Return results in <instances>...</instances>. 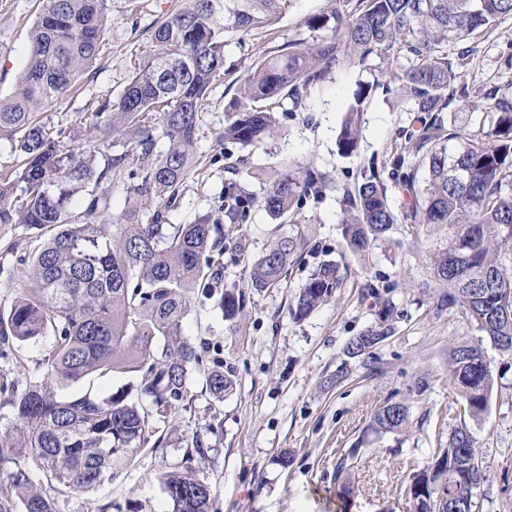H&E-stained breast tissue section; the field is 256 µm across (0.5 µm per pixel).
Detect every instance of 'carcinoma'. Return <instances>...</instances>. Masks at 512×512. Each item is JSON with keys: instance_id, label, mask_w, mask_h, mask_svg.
<instances>
[{"instance_id": "1", "label": "carcinoma", "mask_w": 512, "mask_h": 512, "mask_svg": "<svg viewBox=\"0 0 512 512\" xmlns=\"http://www.w3.org/2000/svg\"><path fill=\"white\" fill-rule=\"evenodd\" d=\"M107 0H39L30 31L31 50L12 95L0 98V139L18 153L0 171V229L24 224L51 231L31 254L24 288L0 315V407L8 406L13 427L0 431V512H58L57 498L36 485L89 491L113 480L149 449L180 446V462L155 473L171 512H217V492L199 477L208 446L203 434L170 438L157 421L177 413L188 397V380L203 372L216 398L235 389L233 371L209 349L182 334L193 298L200 294L236 325L246 292L221 288L224 234L208 215L169 224L161 206L174 205L194 170L199 114L212 83L228 75L238 85L224 123V139L256 147L277 129L274 108L304 95L334 72L379 60L386 82L361 85L353 94L337 135L341 154L358 147L373 89L384 86L413 101L416 151L427 170L415 189L403 175L410 202L406 219L439 233L431 250L424 288H440L437 306L457 307L502 354L512 356V101L486 97L494 114L490 129L469 132L447 119L450 104L469 105L461 84L465 57L448 58V45L463 41L512 15V0H334L330 12L309 21L328 35L312 42L291 40L244 67L238 76L224 69L228 37L266 28L277 21L284 0H186L157 22L150 40L157 50L135 63L115 101L104 100L91 116L92 140L74 148L64 129L42 122L39 113L76 87L93 66L106 26ZM405 58L410 66L400 64ZM167 149H158L160 140ZM122 180L127 208L123 222L108 224L112 187ZM342 193L346 248L363 257L388 239L398 217L387 189L374 172L341 186L313 170L298 177L286 165L266 190L261 207L275 220L299 210L307 198ZM85 194L82 207L76 197ZM256 200L231 182L224 189V218L246 220ZM305 230L278 237L259 255L245 258L249 285L266 292L281 288L289 267L310 246ZM340 265L322 262L300 288L292 308L301 321L342 288ZM380 321L352 338L345 352L362 358L392 332L396 304L382 300ZM53 331L54 342L39 363L38 381L18 391L28 374L13 343L36 342ZM450 376L458 385L460 424L431 462L412 474L406 488L412 512H448V497L473 499L489 481L467 420L489 405L494 375L480 345L461 340L449 354ZM110 373L129 377L128 387L103 396L92 391L60 396L65 381ZM409 407L387 403L372 417L377 433L406 425ZM347 458L336 468L339 498L352 486Z\"/></svg>"}]
</instances>
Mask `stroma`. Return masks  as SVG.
Wrapping results in <instances>:
<instances>
[{
	"label": "stroma",
	"instance_id": "1",
	"mask_svg": "<svg viewBox=\"0 0 512 512\" xmlns=\"http://www.w3.org/2000/svg\"><path fill=\"white\" fill-rule=\"evenodd\" d=\"M184 3L110 0L98 58L76 93L42 112L43 122L66 129L72 146H80L101 96L118 98L134 63L152 50L148 27ZM331 7L330 0H286L272 27L230 37L227 64L242 66L262 49L312 39L307 20ZM38 11V0H0V97L14 91L26 65ZM448 54L466 58L464 83L472 103L471 110L462 111L467 128L489 129L493 116L483 107L484 94L512 100V86L501 79L512 72V16L450 45ZM377 77L374 68L337 71L310 91L300 109L284 102L276 134L255 148L223 140L232 94L224 79L209 89L199 118L197 168L168 210V223L186 224L207 214L223 224L228 251L220 277L227 287L245 284L244 266L235 263L232 248L241 245L256 255L294 227L305 225L312 232L311 250L284 288L251 293L237 327H230L221 311L201 297L184 321L185 336L207 343L211 354L233 370L236 387L218 400L206 390L203 375L192 374L186 409L158 427L172 436L203 433L210 451L200 475L218 493V512H411L406 487L414 468L429 463L439 446L438 435H449L457 426L460 396L449 377L448 354L461 339L481 345L500 374L487 412L470 424L491 473L489 482L475 492L476 512H512V369L504 370L503 354L457 308H438L437 289L423 288L430 243L425 232L413 231L403 219L409 197L392 169L396 146L407 144L413 130L410 102L375 89L357 153L344 157L337 149L336 137L354 92ZM287 160L330 174L342 184L354 182L361 170L374 169L400 216L387 244L365 262L346 251L343 207L332 193L307 199L281 222L256 207L245 223H225L221 205L227 183L237 182L252 197L262 198ZM35 245V234L26 225L0 232V308L9 309L17 297L22 286L17 271ZM326 260L348 266L344 287L305 320H293L290 308L296 294ZM368 284L376 294L390 295L398 308L394 331L374 348L369 366L344 353L347 343L379 318L374 297L364 294ZM339 371L343 381L327 386V378ZM422 379L429 386L420 393L416 386ZM395 401L409 405L407 425L396 433L371 432L375 411ZM354 447L359 453L353 457L349 451ZM284 451L290 457L285 467L276 462ZM183 454L173 447L142 453L113 482L89 492L58 494L59 512H170V501L153 474ZM346 456L354 485L347 504L336 487V465Z\"/></svg>",
	"mask_w": 512,
	"mask_h": 512
}]
</instances>
